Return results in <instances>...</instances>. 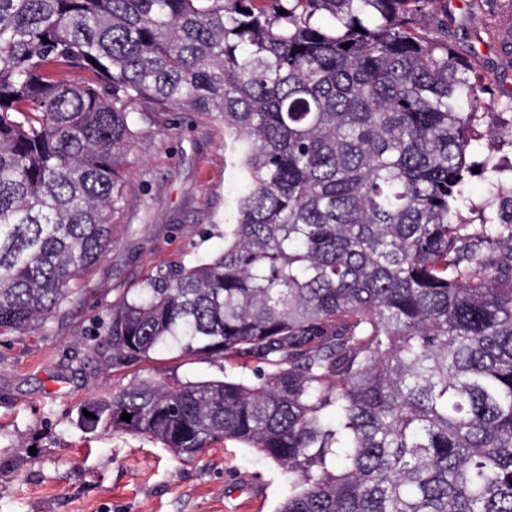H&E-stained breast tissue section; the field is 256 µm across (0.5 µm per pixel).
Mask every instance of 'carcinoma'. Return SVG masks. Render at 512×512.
I'll return each mask as SVG.
<instances>
[{
  "label": "carcinoma",
  "mask_w": 512,
  "mask_h": 512,
  "mask_svg": "<svg viewBox=\"0 0 512 512\" xmlns=\"http://www.w3.org/2000/svg\"><path fill=\"white\" fill-rule=\"evenodd\" d=\"M441 2L0 0V333L112 247L135 113L219 118L240 173L224 247L104 336L254 380H144L85 426L236 440L288 472L276 512H512V182L487 156L495 209L463 218L491 80L423 24Z\"/></svg>",
  "instance_id": "cac0c4a2"
}]
</instances>
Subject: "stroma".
Returning a JSON list of instances; mask_svg holds the SVG:
<instances>
[{"label": "stroma", "mask_w": 512, "mask_h": 512, "mask_svg": "<svg viewBox=\"0 0 512 512\" xmlns=\"http://www.w3.org/2000/svg\"><path fill=\"white\" fill-rule=\"evenodd\" d=\"M448 44L483 65L495 97L512 93V0H451ZM134 129L111 250L71 302L0 335V512H276L287 473L237 441L187 462L150 438L80 420L84 403L143 380L252 374L176 351L112 361L99 332L112 305L170 263L221 247L238 178L216 119L146 112Z\"/></svg>", "instance_id": "stroma-1"}]
</instances>
